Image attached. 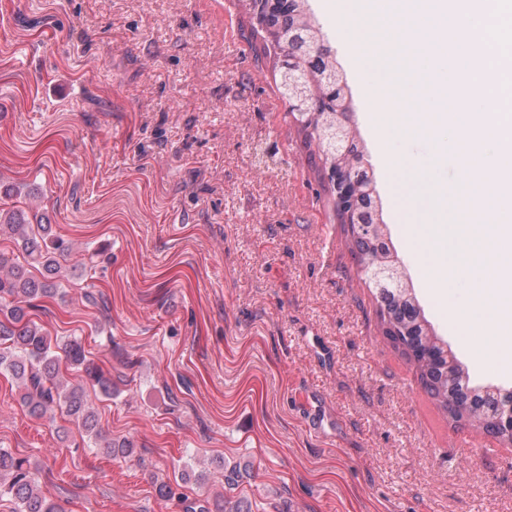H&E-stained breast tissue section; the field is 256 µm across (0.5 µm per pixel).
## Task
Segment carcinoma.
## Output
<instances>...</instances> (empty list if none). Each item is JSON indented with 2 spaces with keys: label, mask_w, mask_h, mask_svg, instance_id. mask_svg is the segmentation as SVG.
Instances as JSON below:
<instances>
[{
  "label": "carcinoma",
  "mask_w": 512,
  "mask_h": 512,
  "mask_svg": "<svg viewBox=\"0 0 512 512\" xmlns=\"http://www.w3.org/2000/svg\"><path fill=\"white\" fill-rule=\"evenodd\" d=\"M260 20L264 33L261 52H275L277 73L300 68V60L318 56L319 65L304 71L306 85H322L325 75L344 77L336 58L322 45L323 33L312 19L307 0H265ZM328 102L312 109L300 120L299 134L310 160L321 176V186L336 194L328 173L345 168L357 172L359 193L350 205L358 228H347V240L359 265L375 266L393 255L384 228L382 203L373 170L364 164L363 147L349 126L352 104L338 112L330 105L334 88H326ZM0 236L12 238L17 251L0 252V371L15 380L19 402L29 415L52 422L56 413L82 427L93 445L110 456L134 453L130 439L112 440L99 426L90 393L112 396V377L90 358L82 339H51L42 325L28 317V310L42 298H66L63 282L71 270L66 263L79 246L54 235L48 217L31 202L15 199L18 191H0ZM380 332L384 341L398 352L416 372L426 394L443 416L453 424L467 423L485 433L512 441L504 434L500 414L509 401L498 398L496 390L470 383L468 374L448 354L429 328L423 309L408 282L374 293ZM38 468L26 459L0 448V497L9 496L15 512H62L61 506L45 496L38 486ZM199 512H251L241 499L219 496L200 507Z\"/></svg>",
  "instance_id": "cac0c4a2"
}]
</instances>
